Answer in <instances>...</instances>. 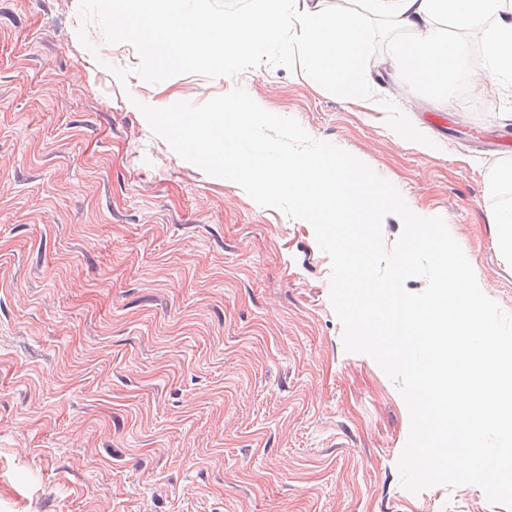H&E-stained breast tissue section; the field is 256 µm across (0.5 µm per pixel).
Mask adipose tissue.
Instances as JSON below:
<instances>
[{
    "label": "adipose tissue",
    "instance_id": "obj_1",
    "mask_svg": "<svg viewBox=\"0 0 512 512\" xmlns=\"http://www.w3.org/2000/svg\"><path fill=\"white\" fill-rule=\"evenodd\" d=\"M190 0H124L113 9V30L132 34L163 68L206 66L233 70V56L279 51L296 57L304 79L328 85L375 112L390 111L374 96L364 66L369 51L364 17L331 14L322 0H253L248 13L211 21ZM367 13L387 20L398 35L389 47L393 76L408 77L421 92L442 96L473 85L466 42L449 38L444 22L486 35V60L494 83L512 84V6L506 0H363Z\"/></svg>",
    "mask_w": 512,
    "mask_h": 512
}]
</instances>
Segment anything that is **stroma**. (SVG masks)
<instances>
[{
    "instance_id": "stroma-1",
    "label": "stroma",
    "mask_w": 512,
    "mask_h": 512,
    "mask_svg": "<svg viewBox=\"0 0 512 512\" xmlns=\"http://www.w3.org/2000/svg\"><path fill=\"white\" fill-rule=\"evenodd\" d=\"M108 0H0V512H506L475 485L400 484L410 417L349 353L312 226L153 135L140 104L243 88L450 224L512 315V88L430 99L387 76L375 112L281 53L154 72ZM417 124L438 155L396 140ZM488 224L496 228L498 243L505 253H512V206L495 209L488 214Z\"/></svg>"
}]
</instances>
